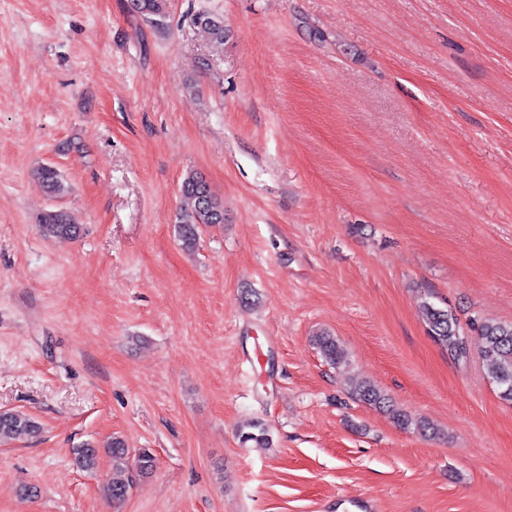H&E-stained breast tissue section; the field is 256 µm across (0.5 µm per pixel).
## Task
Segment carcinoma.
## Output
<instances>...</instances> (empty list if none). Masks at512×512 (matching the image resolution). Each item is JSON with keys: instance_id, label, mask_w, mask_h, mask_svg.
<instances>
[{"instance_id": "cac0c4a2", "label": "carcinoma", "mask_w": 512, "mask_h": 512, "mask_svg": "<svg viewBox=\"0 0 512 512\" xmlns=\"http://www.w3.org/2000/svg\"><path fill=\"white\" fill-rule=\"evenodd\" d=\"M133 6L148 22L165 15L164 0H133ZM195 23L209 33L215 44H224V20L220 16L200 13L196 15ZM36 175L50 196L57 198L69 193L70 186L56 167L43 165L37 168ZM179 192L181 206L175 217L176 236L181 248L192 252L197 247L201 227L224 223V205L213 194L203 176L195 172L184 175ZM38 229L46 238L63 240H75L83 233L82 227L73 223L63 209L41 214ZM421 313L429 336L446 347L449 355L458 362L469 358L468 332L476 333L482 341L479 355L488 380L496 388L498 397L512 404V323L474 315L469 318L468 329L465 330L452 310L428 300L422 303ZM313 342L327 364L337 367L345 363V352L332 334L321 332L314 336ZM349 393L357 401L390 411L402 429H412L421 434L430 429L429 423L415 420L395 409L390 398L366 379H352ZM39 432V425L28 415L14 411L0 412V442L34 438ZM239 438L241 443H249L257 448L271 447L268 431L259 422L241 428ZM102 453L107 455L112 466V475L103 489L114 504L122 503L137 481L151 474L155 468L151 453L144 450L134 457L130 456L124 439L119 436L112 437L102 449L93 442L82 444L73 450L74 464L82 471H93L97 469Z\"/></svg>"}]
</instances>
